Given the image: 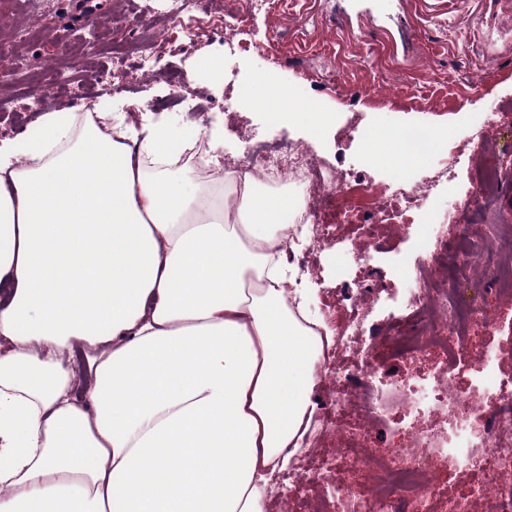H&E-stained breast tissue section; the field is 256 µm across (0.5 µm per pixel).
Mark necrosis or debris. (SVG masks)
Instances as JSON below:
<instances>
[{
    "mask_svg": "<svg viewBox=\"0 0 512 512\" xmlns=\"http://www.w3.org/2000/svg\"><path fill=\"white\" fill-rule=\"evenodd\" d=\"M270 5V0H249L248 11L228 13L220 0H140L127 38L143 69L169 47L166 35L144 37L156 10L180 26L214 11L223 14L225 29L242 31ZM397 136L406 156L425 158L439 149L444 158L433 180L404 183L398 174L401 163L395 160L387 181L357 186L370 199L377 220L389 205L401 201L409 211L420 210L459 163L457 144L438 139L429 129H405ZM183 160L208 186L229 174L248 173L271 191L293 189L294 221L307 231L312 266L333 236L331 225L319 221L318 202L354 187L350 173H335L309 151L285 144L256 146L245 161L218 168L209 163L200 141ZM343 257L355 284L338 298L346 325L333 347L322 349L317 363L318 371L336 382L335 397L325 400L319 415L317 437L335 438L336 444L300 456L292 465L287 477L290 499L315 483L325 489L316 512H474L476 501L491 490L503 512H512V373L495 372L512 360V351H490L476 341L482 312L462 301L455 286L471 264V255L458 258L443 288L434 285L433 267H416L405 298L416 328L393 329L380 338L390 356L386 362L378 361L370 347L357 345L366 324L360 290L363 258L354 246L345 248ZM463 376L469 384L461 390L457 384ZM442 465L459 473L476 471L481 478L457 492L432 482L433 472Z\"/></svg>",
    "mask_w": 512,
    "mask_h": 512,
    "instance_id": "4bbe7bcc",
    "label": "necrosis or debris"
}]
</instances>
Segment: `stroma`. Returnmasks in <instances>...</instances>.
Masks as SVG:
<instances>
[{
    "instance_id": "1",
    "label": "stroma",
    "mask_w": 512,
    "mask_h": 512,
    "mask_svg": "<svg viewBox=\"0 0 512 512\" xmlns=\"http://www.w3.org/2000/svg\"><path fill=\"white\" fill-rule=\"evenodd\" d=\"M136 0H88L87 22H69V0H41L36 18H29L24 0H0V71L8 87L0 89V139H19L35 133V121L45 112L70 108L73 99L98 107L102 85L95 69L106 68L120 92L113 108L133 123L143 113L184 126L196 125L200 135L213 127L224 130V158H243L258 144L288 143L307 147L330 168L353 170L358 180L381 181L385 171L368 160L371 142L360 129L385 125L434 128L452 122L463 131L490 121L483 138L461 143L462 157L453 180L426 201L407 225L379 224L376 246L365 257L370 284L384 291L366 323V333L381 335L393 325L411 328L403 307L416 262H431L440 270L455 264L461 237L481 251H489L490 228L512 236V222L501 219L496 199H483L477 190L487 166H495L498 181H512V0H436L432 12L415 10L411 0H274L272 9L257 17L251 29L265 38L261 53L224 44L215 31L218 14L200 16L190 37L194 49L184 52L181 27L169 32V52L152 61L153 76H132L112 64V48L126 40L125 22ZM106 21L98 51H77L73 45L87 38L90 21ZM200 54L216 55L224 65L220 85L193 80L191 64ZM28 59L57 64L65 80L39 106H32L22 80ZM176 76L178 89L196 99L202 111H183L158 81L155 73ZM259 72L275 78L287 90L302 89L308 101L332 114L320 129L295 121L272 120L267 109L254 107L228 112L224 101L236 85ZM323 223L336 225L338 237L321 253V289L313 310L335 330H342L345 315L336 305V284H349L350 275H337L344 247L360 237V225L371 222L370 207L346 194L323 208ZM461 224V231L439 239H421L419 225Z\"/></svg>"
}]
</instances>
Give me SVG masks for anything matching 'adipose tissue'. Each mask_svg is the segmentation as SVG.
I'll list each match as a JSON object with an SVG mask.
<instances>
[{"mask_svg":"<svg viewBox=\"0 0 512 512\" xmlns=\"http://www.w3.org/2000/svg\"><path fill=\"white\" fill-rule=\"evenodd\" d=\"M195 142L67 110L0 141V512H264L303 448L335 339L305 235L249 174L234 221H196Z\"/></svg>","mask_w":512,"mask_h":512,"instance_id":"adipose-tissue-1","label":"adipose tissue"}]
</instances>
